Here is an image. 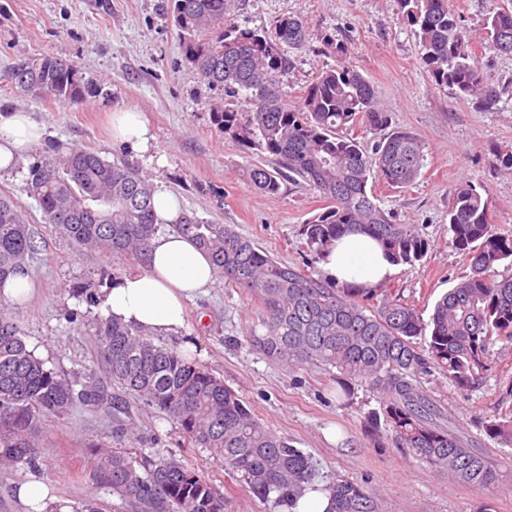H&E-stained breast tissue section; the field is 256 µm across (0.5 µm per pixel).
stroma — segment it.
Listing matches in <instances>:
<instances>
[{"label":"stroma","mask_w":512,"mask_h":512,"mask_svg":"<svg viewBox=\"0 0 512 512\" xmlns=\"http://www.w3.org/2000/svg\"><path fill=\"white\" fill-rule=\"evenodd\" d=\"M234 2L230 17L243 28L270 29L281 17L303 15L307 41L289 49L290 67L280 78L288 97L333 64L325 45L331 38L348 45L352 63L374 85L389 113L388 129H408L424 141L426 165L416 181L397 190L380 185L376 193L397 223L419 225L429 241L420 265L396 266L383 286L430 317L435 302L470 272L468 259L449 243L448 200L455 190L464 184L483 187L494 223L512 230V170L494 160L495 154L512 151V57L488 51L481 56L484 72L502 89L497 106L486 110L434 83L420 61L412 27L397 15L396 0ZM169 9L170 0H0V76L22 60L52 55L75 64L97 89L82 105L68 107L0 79V111L22 109L44 124L47 136L33 149V161L42 162L57 142L126 161L157 188L178 196L182 212L235 225L277 261L308 268L301 231L321 208V199L301 181L284 183L272 197L248 185L244 171L261 160V152L220 132L207 105L217 102L238 112L250 106L243 97H226L200 82L184 59ZM122 111L141 113L147 122L153 136L148 152L134 154L113 140L110 118ZM29 164L20 163L0 179V194L23 208L37 245L29 270L33 295L7 311L38 357L77 375L97 365L93 320L105 311L87 307L72 289L95 284L105 273L116 278L132 273L133 263L76 251L46 224L27 190ZM262 331L257 303L219 278L207 294L186 302L183 328L161 341L178 351L192 342L189 360L223 378L259 421L309 454L317 483L359 482L382 512H479L486 504L492 512H512V448L492 445L499 481L482 487L432 471L406 449L373 446L361 425L378 408L377 393L357 384L343 393L331 367L270 361L249 340ZM489 364L485 385L473 392L458 390L436 369L418 378L421 390L475 440L483 438L482 421L512 386V344H496ZM131 416L146 453L172 454L194 464L223 493L224 512H267L209 451L191 447L174 420L137 402ZM115 430L111 419L88 407L51 419L37 450L38 469L21 463L0 468V512H24L14 486L32 478L67 502L71 512L89 501L102 512H128L93 466L95 450L113 448Z\"/></svg>","instance_id":"obj_1"}]
</instances>
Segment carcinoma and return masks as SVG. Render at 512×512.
Masks as SVG:
<instances>
[{
  "instance_id": "cac0c4a2",
  "label": "carcinoma",
  "mask_w": 512,
  "mask_h": 512,
  "mask_svg": "<svg viewBox=\"0 0 512 512\" xmlns=\"http://www.w3.org/2000/svg\"><path fill=\"white\" fill-rule=\"evenodd\" d=\"M171 3L183 54L201 80L231 98L246 92L249 120L217 105L210 111L224 134L273 158L271 166L247 167L249 184L276 196L284 181L301 179L325 203L303 225L305 252L320 260L340 236L361 232L377 240L393 263L413 268L421 262L428 240L418 225L396 223L380 206L375 186L412 184L425 166V144L413 132L398 130L378 141L370 156L357 135L341 134L389 124L374 86L349 61L347 45L326 40L336 64L290 102L279 76L288 70L285 48L306 41L301 15L280 18L269 32L231 22L228 0ZM397 5L437 85L484 109L500 101L501 91L484 75L477 47L512 56V10L496 0L476 41L462 26L455 0H397ZM0 79L64 106L82 104L89 93L77 67L51 55L24 60ZM27 184L45 222L76 249L144 260L157 230L155 190L137 168L74 146L31 166ZM98 201L111 209L94 211ZM175 228L196 239L229 286L258 302L265 333L249 339L269 360L331 366L342 379L381 394L382 412L364 423L373 442L387 433L394 447L464 484L497 481L489 455L442 423L436 402L415 383L433 365L458 389L473 391L488 376L491 348L512 344V275H495L498 266H512V231L492 223L487 195L466 184L448 201L451 245L469 258L471 273L435 303L427 322L415 305L385 290L340 288L314 270L283 264L231 224L183 215ZM35 253L21 206L1 195L0 288L27 270ZM93 336L102 373L90 370L70 378L37 357L14 318L0 311V466L36 464L45 422L69 414L77 404L103 410L125 426L130 414L120 394L110 391L115 386L175 420L193 447L207 449L269 512L311 486L310 458L260 422L223 379L111 317L96 320ZM419 337L426 348L417 346ZM483 432L512 448V408L487 420ZM94 466L100 482L133 512H224V494L173 455H147L132 442L98 452ZM328 490L327 512H380L378 501L357 482L339 480Z\"/></svg>"
}]
</instances>
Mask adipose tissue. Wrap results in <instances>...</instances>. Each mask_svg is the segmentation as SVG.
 Wrapping results in <instances>:
<instances>
[{"instance_id":"ef3b65f1","label":"adipose tissue","mask_w":512,"mask_h":512,"mask_svg":"<svg viewBox=\"0 0 512 512\" xmlns=\"http://www.w3.org/2000/svg\"><path fill=\"white\" fill-rule=\"evenodd\" d=\"M116 140L132 151H148L152 135L136 112L112 115ZM46 129L31 113L8 110L0 113V172L12 170L40 145ZM154 211L165 229L152 239L146 269L116 280L100 303L107 316L153 334H168L183 325L186 300L205 294L216 272L210 257L190 237L172 230L181 212L178 198L157 191ZM321 267L328 278L343 287L377 285L393 274L390 260L377 241L362 233H349L325 255Z\"/></svg>"}]
</instances>
